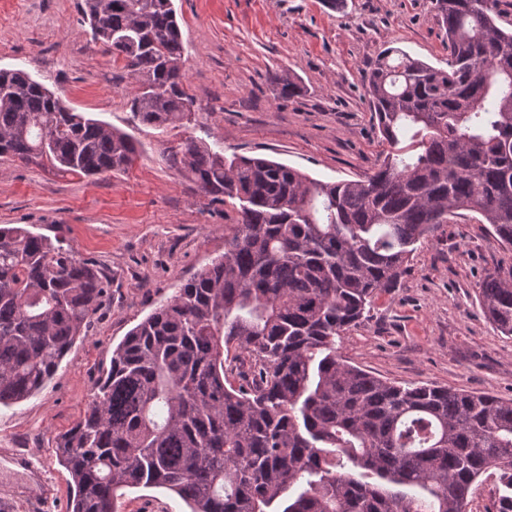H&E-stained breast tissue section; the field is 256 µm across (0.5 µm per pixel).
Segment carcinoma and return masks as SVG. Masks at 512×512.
Returning a JSON list of instances; mask_svg holds the SVG:
<instances>
[{
  "label": "carcinoma",
  "instance_id": "1",
  "mask_svg": "<svg viewBox=\"0 0 512 512\" xmlns=\"http://www.w3.org/2000/svg\"><path fill=\"white\" fill-rule=\"evenodd\" d=\"M499 0H433L448 69L397 47L366 93L386 149L353 180L322 181L192 137L167 161L213 204L235 200L224 254L112 350L83 417L57 441L69 512H117L127 487L188 512H468L494 479L512 512V399L397 385L350 364L336 338L398 287L416 245L467 211L512 249V29ZM91 40L139 82L131 111L164 135L191 122L173 0H82ZM130 134L0 69V157L79 177L126 171ZM95 266L0 226V406L53 378L103 302ZM512 336V270L478 288Z\"/></svg>",
  "mask_w": 512,
  "mask_h": 512
}]
</instances>
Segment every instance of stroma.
Listing matches in <instances>:
<instances>
[{"instance_id": "1", "label": "stroma", "mask_w": 512, "mask_h": 512, "mask_svg": "<svg viewBox=\"0 0 512 512\" xmlns=\"http://www.w3.org/2000/svg\"><path fill=\"white\" fill-rule=\"evenodd\" d=\"M81 0H0V69L21 68L75 111L134 135L142 151L115 175H61L0 158V225L17 224L71 248L106 277L108 293L56 375L29 399L0 406V502L10 512H67L59 434L84 415L113 349L180 284L224 252L235 205L211 204L165 160L194 136L224 154L263 155L313 177L356 179L383 149L363 75L398 47L444 69L448 45L432 0H175L185 89L195 119L157 138L130 110L136 79L81 27ZM290 75L297 96L279 95ZM512 269L471 215L418 244L398 288L337 339L351 364L390 382L428 383L512 399V337L483 316L477 288ZM33 452L57 496L22 497L13 458ZM166 490L126 489L118 512H185Z\"/></svg>"}]
</instances>
